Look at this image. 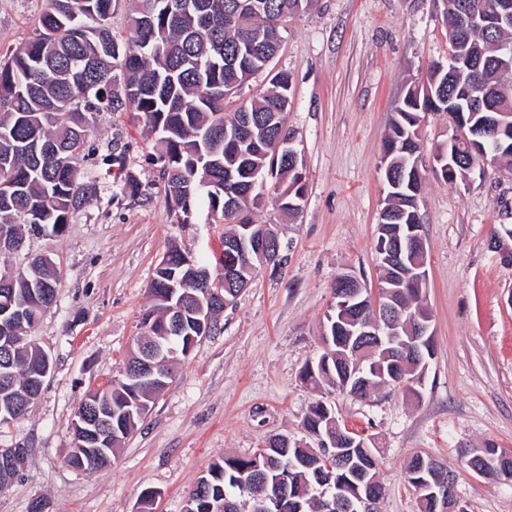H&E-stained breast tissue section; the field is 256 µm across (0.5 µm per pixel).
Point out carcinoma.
I'll list each match as a JSON object with an SVG mask.
<instances>
[{"instance_id": "cac0c4a2", "label": "carcinoma", "mask_w": 512, "mask_h": 512, "mask_svg": "<svg viewBox=\"0 0 512 512\" xmlns=\"http://www.w3.org/2000/svg\"><path fill=\"white\" fill-rule=\"evenodd\" d=\"M130 27L132 42L112 34V0H46L33 36L0 62V225L27 224L32 231L51 229L60 233L70 218L91 196L81 183L77 165L90 130L89 116L98 112H131L158 134L154 160L165 178V197L183 216L198 215L207 223L251 224L260 231L267 225L253 224L254 199L239 197L234 209H224V168L247 164L269 173L279 207L290 213L300 209L304 196L303 162L273 165L272 156L250 150L251 144L223 142L224 90L240 88L262 70L268 57L279 51L284 18L306 9L310 0H264L260 27L263 36L255 46L246 43L235 8L239 0H183L178 16L170 11L172 0H133ZM468 72L471 94L481 110L466 111L476 125L494 112L486 111L482 87L488 66L502 55L499 45L512 48V29L494 35L470 34ZM503 93L500 110L511 115L498 141L486 149L489 163L512 161V71L499 75ZM455 77L429 67L426 82L409 87L396 107L385 139L383 155L390 170L403 178V187L389 191L386 205L393 220L392 238L407 235V226L422 223L415 199L423 187L416 170L422 154L419 125L430 112H448L457 105ZM290 98L289 79L271 83V88L238 109L247 138L266 139V123L285 122V102ZM115 174L123 189L136 195L139 181L124 168L123 153L112 155ZM177 263L155 270L151 283L152 305L142 318L147 334L134 340L132 354L151 346L171 361L187 357L188 350L217 325L218 310L210 309L207 294L213 282L200 280L186 288H172ZM58 279L42 256L32 258L16 271L10 288H0V309L14 302L25 304L24 323L17 335L37 325L42 313L55 301ZM399 335L386 336L382 344L353 354L348 345L355 324L350 313L335 299L323 320V350L302 370V378L322 381L353 394L355 381L363 376L370 388L387 384L406 395L420 397L432 349L422 352L421 364L407 359L400 346L408 340L404 327L410 317L431 320L423 289L397 292ZM40 353L0 338V427L28 414L41 393L46 376ZM174 372L156 379H121L101 391L89 392L81 402L71 429L81 444L73 445L65 462L73 469L94 472L101 468L84 445L89 436L77 427L88 401L96 405L112 427L114 457L121 442L143 421L155 394L169 385ZM303 429L316 447L275 435L265 448L250 457L224 456L213 461L199 476L185 501V512H261L255 487L264 488L267 502H284L280 512H321L324 490L337 499L356 504L373 490L361 480L373 479L379 454L371 434L343 436L336 430V413L323 401L310 409ZM504 453L494 445L468 448L464 464L473 472L494 477L489 466ZM438 473L429 457L415 454L406 467V481L420 502L421 512H434L426 487Z\"/></svg>"}]
</instances>
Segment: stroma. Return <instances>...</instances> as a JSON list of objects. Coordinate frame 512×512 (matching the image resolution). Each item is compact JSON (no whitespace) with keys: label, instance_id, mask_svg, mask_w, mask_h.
Listing matches in <instances>:
<instances>
[{"label":"stroma","instance_id":"1","mask_svg":"<svg viewBox=\"0 0 512 512\" xmlns=\"http://www.w3.org/2000/svg\"><path fill=\"white\" fill-rule=\"evenodd\" d=\"M45 0H0V55L32 32ZM270 69L226 99L225 111L266 90L272 73L291 83L288 129L303 157L306 196L295 215L272 196L253 209L272 226L288 259L253 275L217 329L177 366L110 466L69 468L70 423L89 391L120 378L148 288L171 246L198 257L217 254L223 224H183L165 201L155 138L129 112L94 115L78 166L95 186L61 233L24 232L7 263L50 259L59 280L55 303L33 339L52 367L28 415L0 430V448L29 455L0 491V512H136L142 489L159 491L156 512H183L197 478L217 457H248L274 435L302 439L316 401L342 424L374 435L380 451V512H420L405 479L413 454L455 468L467 512H512V483L478 475L458 461L463 448L494 443L512 454V165L488 164L454 183L426 166L418 200L428 252L425 287L434 355L420 397L383 386L355 398L301 378L322 350L321 322L339 275L377 289L376 226L385 197L379 170L392 113L429 66L448 59L441 0H312L288 22ZM141 185L130 197L110 164L113 148Z\"/></svg>","mask_w":512,"mask_h":512}]
</instances>
